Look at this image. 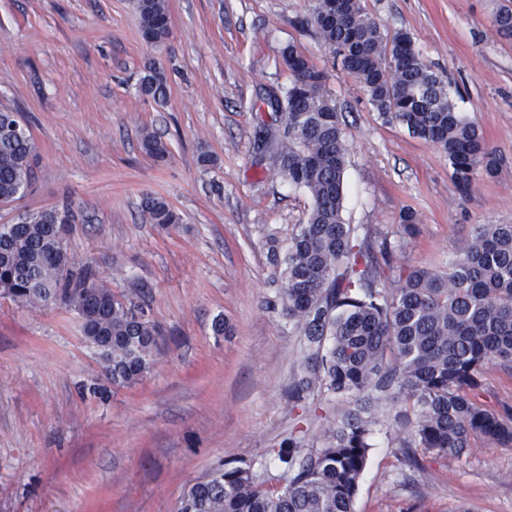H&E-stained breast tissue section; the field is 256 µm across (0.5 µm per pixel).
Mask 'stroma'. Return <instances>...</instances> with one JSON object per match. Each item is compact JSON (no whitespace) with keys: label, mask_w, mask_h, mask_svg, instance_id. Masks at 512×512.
<instances>
[{"label":"stroma","mask_w":512,"mask_h":512,"mask_svg":"<svg viewBox=\"0 0 512 512\" xmlns=\"http://www.w3.org/2000/svg\"><path fill=\"white\" fill-rule=\"evenodd\" d=\"M363 3L383 33L412 35L500 158L469 193L440 147L373 112L313 27L314 0H169L158 45L142 39L132 0H0V108L30 127L38 171L0 204V224L70 203V255L165 335L150 373L103 401L78 390L101 367L76 312L0 298V512H177L233 458L254 461L266 485L285 482L269 452L293 426L302 345L275 257L310 198L270 173L259 136L279 126L265 98L288 83L287 45L328 75L350 146L344 219L388 239L393 265L447 269L476 225L512 224V42L491 27L512 0ZM151 64L167 100L140 90ZM148 133L167 142L164 160L143 152ZM146 196L182 224H153ZM478 399L512 410V369L488 368ZM398 436L375 435L355 512H512V447L477 439L459 459L419 453L414 468L397 458Z\"/></svg>","instance_id":"obj_1"}]
</instances>
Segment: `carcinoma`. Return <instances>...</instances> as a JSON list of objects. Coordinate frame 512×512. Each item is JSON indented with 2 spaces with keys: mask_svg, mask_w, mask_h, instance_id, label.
I'll return each mask as SVG.
<instances>
[{
  "mask_svg": "<svg viewBox=\"0 0 512 512\" xmlns=\"http://www.w3.org/2000/svg\"><path fill=\"white\" fill-rule=\"evenodd\" d=\"M315 0L317 33L361 85L373 111L389 124L441 147L451 176L465 193L479 167L492 173L498 160L478 127L465 119L448 83L428 66L410 33L381 32L362 0ZM144 41L170 36L168 0H135ZM494 33L512 40V9L492 19ZM292 79L265 98L281 109L283 131L272 145V167L288 184L308 192L311 208L297 225L282 259V301L299 330L304 356L291 389L302 405L311 395L341 399L320 448H305L297 428L270 455L288 472L284 486L257 481L253 465L231 460L182 497L179 512H354L371 436L380 410L399 402L404 462L418 467L416 449L461 455L474 439L512 446V413L477 400L491 365L512 366V224H478L448 270L403 269L390 261L387 239L375 243L365 224L343 218L344 173L349 155L327 76L295 46L283 51ZM142 92L167 95V78L155 65ZM0 110V202L21 196L37 179V146L30 129ZM146 154L163 159L166 144L148 133ZM152 223L179 224L181 216L157 197L142 200ZM73 212L46 209L0 224V296L28 309L64 304L81 320L105 383L89 391L139 383L153 367L163 333L129 301L112 295L109 282L67 254L55 224H73ZM383 261H378L377 256Z\"/></svg>",
  "mask_w": 512,
  "mask_h": 512,
  "instance_id": "cac0c4a2",
  "label": "carcinoma"
}]
</instances>
